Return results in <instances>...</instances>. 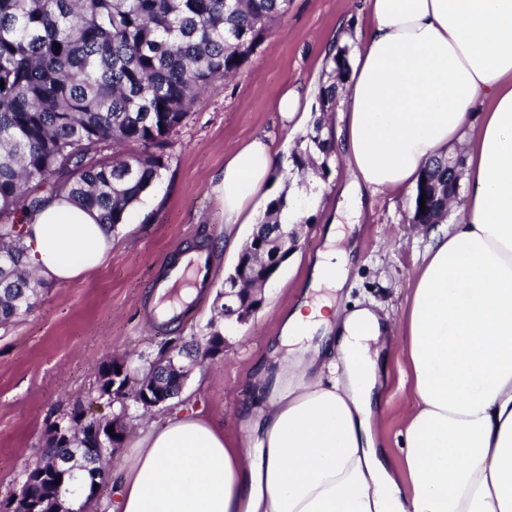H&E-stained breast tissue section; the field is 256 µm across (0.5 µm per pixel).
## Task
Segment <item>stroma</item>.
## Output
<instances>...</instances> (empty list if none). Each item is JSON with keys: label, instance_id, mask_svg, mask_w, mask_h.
<instances>
[{"label": "stroma", "instance_id": "stroma-1", "mask_svg": "<svg viewBox=\"0 0 512 512\" xmlns=\"http://www.w3.org/2000/svg\"><path fill=\"white\" fill-rule=\"evenodd\" d=\"M340 20L352 30H365L363 0H289L287 15L271 26L236 76L200 96L175 138L168 170L129 211L108 258L70 282L45 284L29 311L0 324V499L18 492L26 466L42 459L46 430L66 423L76 401L95 393L103 362L124 358L133 365L139 355H156L170 331L151 318L150 285L179 248L195 246L216 260V272L191 307L183 336L205 331L216 316L224 276L237 260L224 250V199L215 189L224 161L264 132L271 153L290 164L301 140L281 131L276 97L284 86L304 85L306 119L314 121L319 90L328 82L323 42ZM298 178L323 186L324 209H309L299 246L264 286L260 309L246 323L226 328L223 355L191 370L183 386L184 394L229 431H238L241 396L256 365L269 360L280 320L296 303L324 244L326 211L335 207L347 180L342 152L332 153L326 167L308 168ZM411 199L407 192L364 201L352 234V267L335 292L337 308L378 303L401 319L428 241L425 229L410 222ZM388 389L381 433L396 453L415 400L401 386L398 369L390 370Z\"/></svg>", "mask_w": 512, "mask_h": 512}]
</instances>
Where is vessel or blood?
<instances>
[{"mask_svg":"<svg viewBox=\"0 0 512 512\" xmlns=\"http://www.w3.org/2000/svg\"><path fill=\"white\" fill-rule=\"evenodd\" d=\"M214 272V262L209 253L201 250L183 251L179 259L165 267L154 281L153 292L164 303L163 308L154 312V319L165 322L180 321L184 311L172 304L178 288L190 286L204 289Z\"/></svg>","mask_w":512,"mask_h":512,"instance_id":"vessel-or-blood-1","label":"vessel or blood"}]
</instances>
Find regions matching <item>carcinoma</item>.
<instances>
[{
	"label": "carcinoma",
	"mask_w": 512,
	"mask_h": 512,
	"mask_svg": "<svg viewBox=\"0 0 512 512\" xmlns=\"http://www.w3.org/2000/svg\"><path fill=\"white\" fill-rule=\"evenodd\" d=\"M288 12V0H0V323L30 310L44 281L28 272L21 227L26 215L62 195L99 212L101 223H124L129 209L168 168L173 137L199 95L235 75L266 37L268 26ZM60 48H55V45ZM333 82L320 89V111L336 106L338 85L348 74L346 50L326 58ZM322 119L305 136L324 158L333 145L322 137ZM439 188L437 198L414 204L422 224L447 217L448 192L459 178L448 175L442 154L422 171ZM281 194L254 225L250 245L264 244L267 255L279 249ZM218 335L170 337L152 360L131 371L120 411H112V363L98 372V396L78 401L68 420L79 442L69 444L49 429L44 465L78 454L95 459L96 438L87 429L100 417L126 429L127 402L140 404L139 389L158 379V364L184 358ZM184 372L170 369L162 379L171 398L181 392ZM24 496L50 510L46 479L30 470Z\"/></svg>",
	"instance_id": "1"
}]
</instances>
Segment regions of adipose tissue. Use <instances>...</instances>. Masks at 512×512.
Segmentation results:
<instances>
[{
	"mask_svg": "<svg viewBox=\"0 0 512 512\" xmlns=\"http://www.w3.org/2000/svg\"><path fill=\"white\" fill-rule=\"evenodd\" d=\"M326 53L354 44L333 132L348 180L323 250L283 318L277 368L258 364L265 406L241 400V433L172 402L138 428L112 512H512V0H365ZM475 130L462 216L430 230L402 314L339 311L324 288L348 277L364 196L404 191ZM278 166L265 136L224 163V247ZM30 268L63 283L97 267L114 234L58 198L23 229ZM403 356L415 406L400 457L381 436L389 365Z\"/></svg>",
	"mask_w": 512,
	"mask_h": 512,
	"instance_id": "ef3b65f1",
	"label": "adipose tissue"
}]
</instances>
